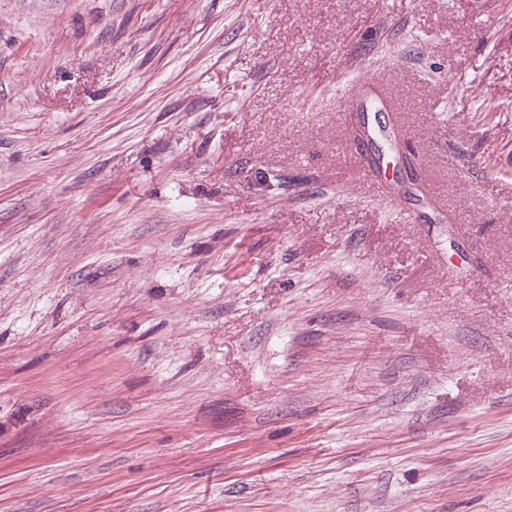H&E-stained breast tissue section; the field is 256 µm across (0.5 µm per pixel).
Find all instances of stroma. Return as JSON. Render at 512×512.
<instances>
[{"instance_id": "35a3bbf8", "label": "stroma", "mask_w": 512, "mask_h": 512, "mask_svg": "<svg viewBox=\"0 0 512 512\" xmlns=\"http://www.w3.org/2000/svg\"><path fill=\"white\" fill-rule=\"evenodd\" d=\"M0 512H512V0H0Z\"/></svg>"}]
</instances>
